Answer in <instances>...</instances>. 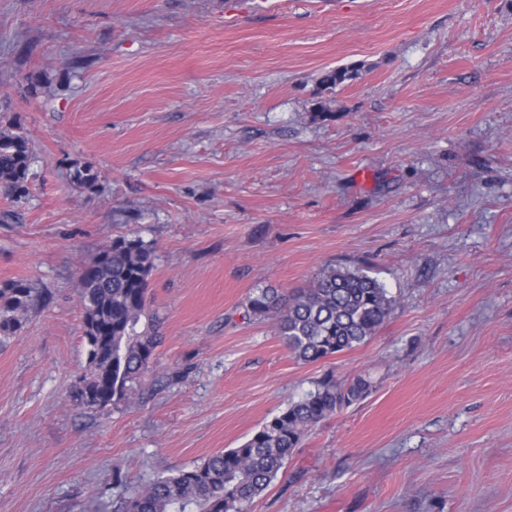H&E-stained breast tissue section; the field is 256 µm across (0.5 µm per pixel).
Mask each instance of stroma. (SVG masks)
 <instances>
[{"label": "stroma", "mask_w": 512, "mask_h": 512, "mask_svg": "<svg viewBox=\"0 0 512 512\" xmlns=\"http://www.w3.org/2000/svg\"><path fill=\"white\" fill-rule=\"evenodd\" d=\"M0 120L33 154L0 286L43 296L0 344V512H117L329 375L372 391L250 512H512V0H0ZM133 235L162 342L87 409L80 273ZM333 265L396 305L304 363L248 299Z\"/></svg>", "instance_id": "stroma-1"}]
</instances>
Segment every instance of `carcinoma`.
I'll return each instance as SVG.
<instances>
[{
  "instance_id": "carcinoma-1",
  "label": "carcinoma",
  "mask_w": 512,
  "mask_h": 512,
  "mask_svg": "<svg viewBox=\"0 0 512 512\" xmlns=\"http://www.w3.org/2000/svg\"><path fill=\"white\" fill-rule=\"evenodd\" d=\"M347 67L327 70L320 84L335 88L353 79ZM32 151L27 136L0 129V193L14 202L28 195ZM99 180L90 166L75 168L73 183L91 188ZM151 248L139 236L115 239L81 272L80 304L87 370L74 396L89 406L88 394L108 405L155 361L161 343L147 315ZM39 292L27 280L0 288V340L16 336ZM395 300L361 269L327 267L312 285L289 295L272 288L249 299L256 317L277 319V330L294 357L313 363L366 343L393 312ZM369 380L342 384L331 376L261 428L242 446L210 456L203 463L161 476L124 501L123 512H249L283 469L302 437L338 410L365 397Z\"/></svg>"
}]
</instances>
